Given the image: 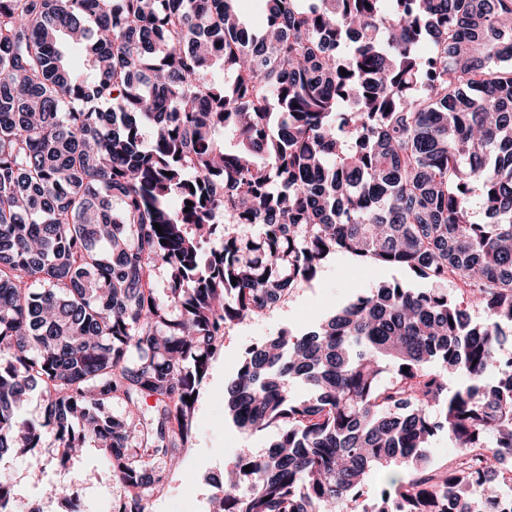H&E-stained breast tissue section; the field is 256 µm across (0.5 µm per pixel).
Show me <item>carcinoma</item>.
I'll list each match as a JSON object with an SVG mask.
<instances>
[{"mask_svg":"<svg viewBox=\"0 0 512 512\" xmlns=\"http://www.w3.org/2000/svg\"><path fill=\"white\" fill-rule=\"evenodd\" d=\"M238 2L0 0V463L94 443L113 512H145L224 329L344 254L434 287L387 282L249 348L226 410L277 434L211 502L512 512V0H264L252 35Z\"/></svg>","mask_w":512,"mask_h":512,"instance_id":"obj_1","label":"carcinoma"}]
</instances>
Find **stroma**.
Listing matches in <instances>:
<instances>
[{"label": "stroma", "instance_id": "1", "mask_svg": "<svg viewBox=\"0 0 512 512\" xmlns=\"http://www.w3.org/2000/svg\"><path fill=\"white\" fill-rule=\"evenodd\" d=\"M408 278L405 270L361 264L339 255L328 260L310 284L295 289L287 300L259 317L226 328L194 404L193 434L180 454L181 467L169 472L163 492L147 503L145 512H210L213 479L223 476L241 449L260 455L268 447L269 433L236 428L224 410V388L248 347L284 329H309L355 293ZM61 454V448L48 440L27 456L0 465V481L12 487L14 512H25L33 502L39 503L41 512H66L62 498L46 494L50 485L70 489L81 512H112L122 490L112 479L107 453L89 445L66 462ZM34 470L39 473L35 480L30 477Z\"/></svg>", "mask_w": 512, "mask_h": 512}]
</instances>
